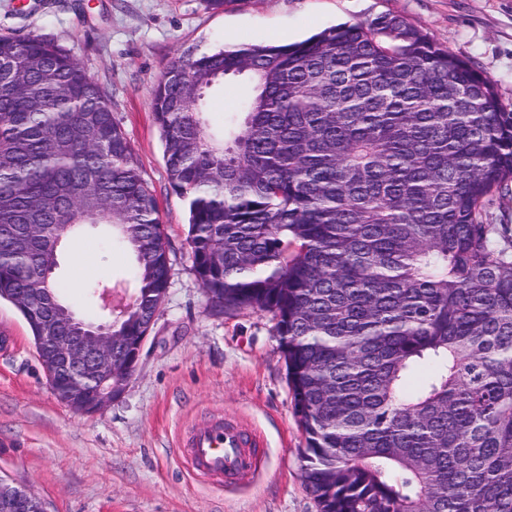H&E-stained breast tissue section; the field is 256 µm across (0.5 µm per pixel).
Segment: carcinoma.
<instances>
[{"instance_id":"obj_1","label":"carcinoma","mask_w":512,"mask_h":512,"mask_svg":"<svg viewBox=\"0 0 512 512\" xmlns=\"http://www.w3.org/2000/svg\"><path fill=\"white\" fill-rule=\"evenodd\" d=\"M247 80L214 132L206 94ZM198 281L271 314L318 512H512V112L391 13L172 61L152 92ZM132 250L140 336L165 225L107 91L61 44L0 37V300L45 288L61 231Z\"/></svg>"}]
</instances>
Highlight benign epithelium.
<instances>
[{
    "label": "benign epithelium",
    "instance_id": "7a95c632",
    "mask_svg": "<svg viewBox=\"0 0 512 512\" xmlns=\"http://www.w3.org/2000/svg\"><path fill=\"white\" fill-rule=\"evenodd\" d=\"M35 318L41 342L50 347L43 359L49 386L73 411L96 414L124 394L147 336H114L110 324L100 326L96 334L77 332L72 319L61 323L46 314ZM88 381L94 383L89 391L83 387ZM0 512L46 510L35 495L0 485Z\"/></svg>",
    "mask_w": 512,
    "mask_h": 512
}]
</instances>
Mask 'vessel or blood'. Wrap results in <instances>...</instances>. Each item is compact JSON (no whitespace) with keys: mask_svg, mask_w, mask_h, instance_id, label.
<instances>
[{"mask_svg":"<svg viewBox=\"0 0 512 512\" xmlns=\"http://www.w3.org/2000/svg\"><path fill=\"white\" fill-rule=\"evenodd\" d=\"M262 446L256 433L218 418L190 430L180 452L197 477L228 483L256 472Z\"/></svg>","mask_w":512,"mask_h":512,"instance_id":"b4317fda","label":"vessel or blood"}]
</instances>
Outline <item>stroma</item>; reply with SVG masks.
Wrapping results in <instances>:
<instances>
[{"instance_id":"1","label":"stroma","mask_w":512,"mask_h":512,"mask_svg":"<svg viewBox=\"0 0 512 512\" xmlns=\"http://www.w3.org/2000/svg\"><path fill=\"white\" fill-rule=\"evenodd\" d=\"M394 13L491 77L512 111V0H0V35L55 39L109 93L166 227V297L124 395L95 415L57 401L19 310L0 301V479L39 496L46 512H318L301 474L305 434L268 313H216L192 270L187 206L170 188L152 89L184 53L242 43L291 44L338 23ZM245 82L207 99L222 128ZM62 297L89 310L87 287L133 291L134 257L100 228L59 248ZM212 415L261 434L259 469L237 483L202 481L178 445Z\"/></svg>"}]
</instances>
